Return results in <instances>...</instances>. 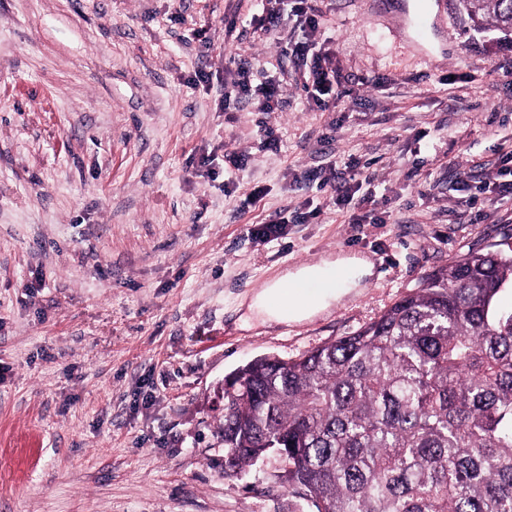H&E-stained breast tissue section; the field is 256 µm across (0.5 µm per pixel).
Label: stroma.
Returning a JSON list of instances; mask_svg holds the SVG:
<instances>
[{"label": "stroma", "instance_id": "35a3bbf8", "mask_svg": "<svg viewBox=\"0 0 512 512\" xmlns=\"http://www.w3.org/2000/svg\"><path fill=\"white\" fill-rule=\"evenodd\" d=\"M313 5L343 77L325 110L256 0H0V512H316L277 456L225 474V378L512 250V194L480 170L512 150V36L454 0L429 43L412 0ZM270 64L288 85L263 112ZM356 183L352 224L333 199ZM346 255L373 264L363 287L241 328L266 281Z\"/></svg>", "mask_w": 512, "mask_h": 512}]
</instances>
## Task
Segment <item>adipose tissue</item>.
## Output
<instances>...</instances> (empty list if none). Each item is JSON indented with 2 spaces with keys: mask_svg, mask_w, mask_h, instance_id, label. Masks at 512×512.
<instances>
[{
  "mask_svg": "<svg viewBox=\"0 0 512 512\" xmlns=\"http://www.w3.org/2000/svg\"><path fill=\"white\" fill-rule=\"evenodd\" d=\"M372 274V265L360 258L325 259L269 280L251 297L248 310L268 326L298 322L326 310Z\"/></svg>",
  "mask_w": 512,
  "mask_h": 512,
  "instance_id": "adipose-tissue-1",
  "label": "adipose tissue"
}]
</instances>
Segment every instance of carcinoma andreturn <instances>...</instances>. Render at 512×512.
<instances>
[{
  "instance_id": "cac0c4a2",
  "label": "carcinoma",
  "mask_w": 512,
  "mask_h": 512,
  "mask_svg": "<svg viewBox=\"0 0 512 512\" xmlns=\"http://www.w3.org/2000/svg\"><path fill=\"white\" fill-rule=\"evenodd\" d=\"M512 35V0H458ZM512 254L471 250L357 331L224 390V473L284 457L317 512H512Z\"/></svg>"
}]
</instances>
